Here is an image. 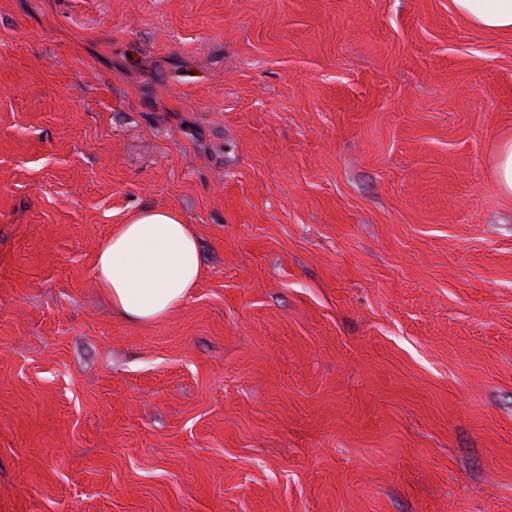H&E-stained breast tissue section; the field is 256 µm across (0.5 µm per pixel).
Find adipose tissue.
Masks as SVG:
<instances>
[{"label": "adipose tissue", "mask_w": 512, "mask_h": 512, "mask_svg": "<svg viewBox=\"0 0 512 512\" xmlns=\"http://www.w3.org/2000/svg\"><path fill=\"white\" fill-rule=\"evenodd\" d=\"M458 13L487 31H512V0H453ZM205 273L192 225L150 208L113 225L95 262L96 280L123 319L150 323L169 315Z\"/></svg>", "instance_id": "obj_1"}]
</instances>
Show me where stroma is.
I'll list each match as a JSON object with an SVG mask.
<instances>
[{
	"label": "stroma",
	"mask_w": 512,
	"mask_h": 512,
	"mask_svg": "<svg viewBox=\"0 0 512 512\" xmlns=\"http://www.w3.org/2000/svg\"><path fill=\"white\" fill-rule=\"evenodd\" d=\"M507 142L452 0H0V512H512ZM145 208L206 276L137 324ZM495 172L499 188L506 193H512V142L499 149ZM205 273L198 240L176 212L150 208L114 224L100 246L96 280L112 309L132 322H156L198 287Z\"/></svg>",
	"instance_id": "stroma-1"
}]
</instances>
